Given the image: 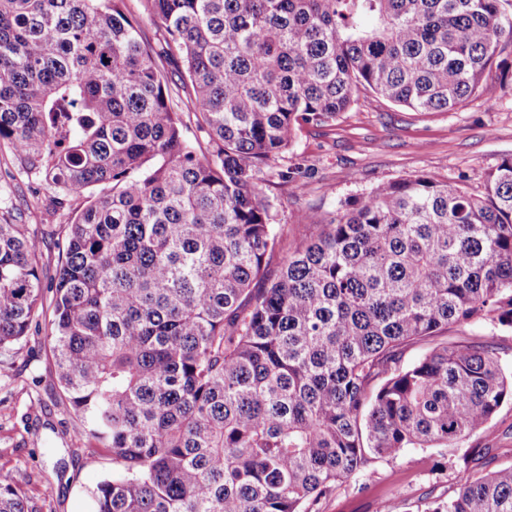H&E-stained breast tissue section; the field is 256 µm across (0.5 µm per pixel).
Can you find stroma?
I'll list each match as a JSON object with an SVG mask.
<instances>
[{
    "label": "stroma",
    "mask_w": 512,
    "mask_h": 512,
    "mask_svg": "<svg viewBox=\"0 0 512 512\" xmlns=\"http://www.w3.org/2000/svg\"><path fill=\"white\" fill-rule=\"evenodd\" d=\"M512 154V88L493 101L474 97L451 112H416L360 95L336 120L303 127L280 167H296L292 182L271 171L261 176L275 223L283 225L287 246H295L302 224L336 212L341 201L369 193L382 183L414 173L454 181L467 176L468 189L480 193L483 176ZM50 189L28 174L8 148L0 147V210L41 236H65L72 211L53 209ZM41 213L29 217L33 204ZM480 336L491 342L505 370H512V330L487 322L452 326L439 341L454 343ZM0 374V485H20L37 512H89L91 494L112 474V461L86 463L80 422L59 388L55 357L44 336H29ZM476 443L488 449V467L512 464V404H504L479 433ZM460 448H410L397 457L379 459L356 476L337 483L319 504L320 512H376L389 499L395 512H424L469 477ZM51 497H44V487Z\"/></svg>",
    "instance_id": "35a3bbf8"
}]
</instances>
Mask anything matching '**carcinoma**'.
<instances>
[{"instance_id": "carcinoma-1", "label": "carcinoma", "mask_w": 512, "mask_h": 512, "mask_svg": "<svg viewBox=\"0 0 512 512\" xmlns=\"http://www.w3.org/2000/svg\"><path fill=\"white\" fill-rule=\"evenodd\" d=\"M504 0H0V145L63 208L48 334L90 444L92 512H313L369 463L459 448L512 402V155L468 192L416 173L348 199L277 270L260 174L361 91L450 112L512 85ZM182 77L211 157L183 135ZM45 239L0 212V355L40 331ZM0 512H33L0 485ZM426 512H512V464ZM125 8L127 12L139 22L144 38L157 48L159 39L162 38V32L148 15L144 1L125 0ZM482 336L492 343L494 352L498 355L501 364L507 373L512 370V330H503L494 327L489 322H473L465 326H448V330L434 340L419 341L410 344L404 355V362L411 363L422 357L429 350L441 343H454L462 338Z\"/></svg>"}]
</instances>
